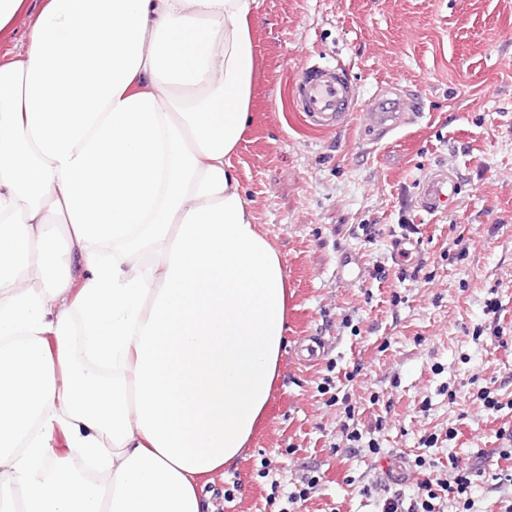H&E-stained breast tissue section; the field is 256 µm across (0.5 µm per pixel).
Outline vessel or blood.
Segmentation results:
<instances>
[{"mask_svg": "<svg viewBox=\"0 0 512 512\" xmlns=\"http://www.w3.org/2000/svg\"><path fill=\"white\" fill-rule=\"evenodd\" d=\"M353 84L346 71L335 65H310L295 84L296 109L311 126L332 130L341 127L351 110ZM413 104L404 95L376 96L366 114L378 134L394 131L410 118ZM456 194V181L446 171L432 172L423 182L420 205L429 212L446 207Z\"/></svg>", "mask_w": 512, "mask_h": 512, "instance_id": "vessel-or-blood-1", "label": "vessel or blood"}]
</instances>
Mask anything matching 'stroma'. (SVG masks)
I'll use <instances>...</instances> for the list:
<instances>
[{
	"label": "stroma",
	"instance_id": "1",
	"mask_svg": "<svg viewBox=\"0 0 512 512\" xmlns=\"http://www.w3.org/2000/svg\"><path fill=\"white\" fill-rule=\"evenodd\" d=\"M253 44L252 123L229 160L280 254L287 330L258 428L204 488L213 512H382L424 497L452 456L476 470L469 512H506L512 482L497 476L512 462L493 432L512 429V0H258ZM314 63L354 85L333 132L288 108ZM389 87L414 102L409 123L365 132ZM438 168L458 194L428 212L420 185ZM406 225L421 262L393 255ZM483 387L504 409L483 411Z\"/></svg>",
	"mask_w": 512,
	"mask_h": 512
}]
</instances>
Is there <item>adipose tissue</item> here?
<instances>
[{
  "instance_id": "1",
  "label": "adipose tissue",
  "mask_w": 512,
  "mask_h": 512,
  "mask_svg": "<svg viewBox=\"0 0 512 512\" xmlns=\"http://www.w3.org/2000/svg\"><path fill=\"white\" fill-rule=\"evenodd\" d=\"M256 8L43 0L0 62V512H207L259 425L288 280L228 160Z\"/></svg>"
}]
</instances>
